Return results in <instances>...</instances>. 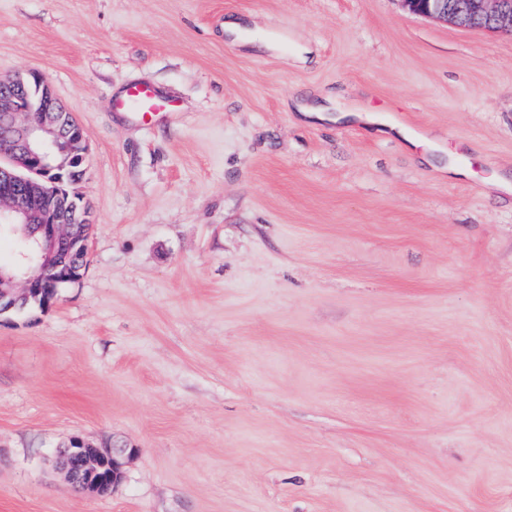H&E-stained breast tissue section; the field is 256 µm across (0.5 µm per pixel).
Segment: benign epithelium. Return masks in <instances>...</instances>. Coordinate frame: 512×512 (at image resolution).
<instances>
[{
  "mask_svg": "<svg viewBox=\"0 0 512 512\" xmlns=\"http://www.w3.org/2000/svg\"><path fill=\"white\" fill-rule=\"evenodd\" d=\"M416 15L451 24L512 34V0H403ZM11 90L0 91V223L23 224L28 235L42 233L43 263L37 271L26 268L22 256L16 276L0 272V308H12L11 289L27 293L34 281L49 269V260L62 242L77 244L89 253L90 232L71 234L77 224L90 223L82 194L68 198L60 189L61 173L77 164L73 183H80L87 168L84 133L63 108L47 79L38 72L7 78ZM137 453L126 444L100 448L75 436L58 457L47 465L62 470L68 482L89 496H101L94 477L112 470V486L120 484L124 468Z\"/></svg>",
  "mask_w": 512,
  "mask_h": 512,
  "instance_id": "1",
  "label": "benign epithelium"
}]
</instances>
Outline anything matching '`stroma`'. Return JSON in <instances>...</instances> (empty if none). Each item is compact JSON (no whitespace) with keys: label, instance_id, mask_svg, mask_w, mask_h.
Returning a JSON list of instances; mask_svg holds the SVG:
<instances>
[{"label":"stroma","instance_id":"obj_1","mask_svg":"<svg viewBox=\"0 0 512 512\" xmlns=\"http://www.w3.org/2000/svg\"><path fill=\"white\" fill-rule=\"evenodd\" d=\"M28 71L83 127L94 230L0 319V512H512V35L401 0H0V76ZM134 83L169 110L116 108ZM74 436L137 448L111 496L47 465ZM260 30L258 25L256 24L254 29L250 30V28L241 23L238 19L233 16H228L226 21H224V34L231 38L233 42H241L248 43L254 46H262L267 47L268 43L266 39L255 40L248 36L246 38V34L252 31ZM357 112H370V111L353 106V107L347 108L345 111H343L341 113H344L345 115H350L356 119H366L367 122L371 123L374 126H377L378 127L377 129H379L380 132H388L387 130H385V128H389L392 131L396 130L406 140H408L409 142H411L412 144H414L416 146L421 145L423 143H429V144L431 143V141L425 137H419V138L414 137L405 128H403L401 126L390 125V124H387L386 122L380 121V120L372 118V117L364 118L361 115L354 114Z\"/></svg>","mask_w":512,"mask_h":512}]
</instances>
